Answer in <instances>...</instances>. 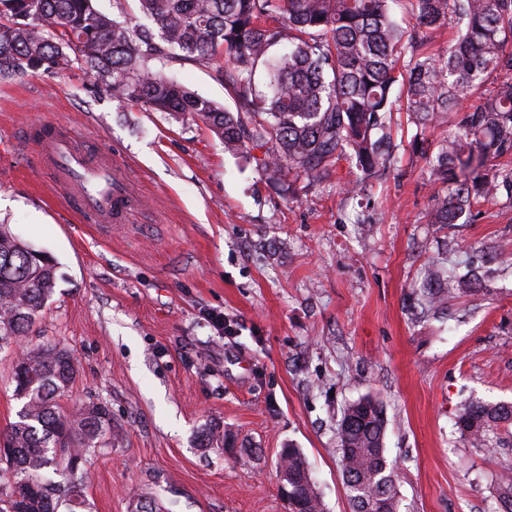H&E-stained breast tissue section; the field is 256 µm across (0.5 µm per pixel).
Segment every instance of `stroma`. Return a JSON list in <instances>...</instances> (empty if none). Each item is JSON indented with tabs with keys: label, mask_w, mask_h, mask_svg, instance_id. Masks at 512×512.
I'll return each instance as SVG.
<instances>
[{
	"label": "stroma",
	"mask_w": 512,
	"mask_h": 512,
	"mask_svg": "<svg viewBox=\"0 0 512 512\" xmlns=\"http://www.w3.org/2000/svg\"><path fill=\"white\" fill-rule=\"evenodd\" d=\"M162 71L231 102L215 67ZM46 122L112 149L150 210L107 237L79 223L33 163ZM414 133L394 113L395 159L369 209L340 192L346 163L282 190L201 120L119 108L79 68L0 80V224L56 265L28 342L73 351L65 410L100 399L112 411L90 512H289L276 470L290 445L325 512H351L337 429L365 395L386 412L401 512H500L492 487L512 448L472 445L455 418L471 397L512 402V197L482 204L473 224L428 223L438 187ZM434 261L488 275L425 312ZM208 312L228 331L210 328ZM207 428L234 447L200 446Z\"/></svg>",
	"instance_id": "obj_1"
}]
</instances>
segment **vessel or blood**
<instances>
[{"label": "vessel or blood", "instance_id": "obj_1", "mask_svg": "<svg viewBox=\"0 0 512 512\" xmlns=\"http://www.w3.org/2000/svg\"><path fill=\"white\" fill-rule=\"evenodd\" d=\"M35 158L44 178L62 188L67 207L83 223L104 231L129 223L150 206L110 150L82 146L67 130L54 129L43 136Z\"/></svg>", "mask_w": 512, "mask_h": 512}]
</instances>
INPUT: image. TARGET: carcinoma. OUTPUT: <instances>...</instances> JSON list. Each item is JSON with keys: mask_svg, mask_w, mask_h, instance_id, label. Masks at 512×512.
Here are the masks:
<instances>
[{"mask_svg": "<svg viewBox=\"0 0 512 512\" xmlns=\"http://www.w3.org/2000/svg\"><path fill=\"white\" fill-rule=\"evenodd\" d=\"M147 25L130 26L97 0H0V80L32 72L91 73L119 104L175 119H200L246 153L275 181L321 178L347 163L341 190L363 198L368 179L393 162L389 127L401 110L414 120L412 153L441 185L430 224H468L477 205L512 195V167L488 166L512 155V0H404L411 27L393 16L398 0H137ZM458 25L444 53L427 52L433 31ZM224 59L218 74L235 108L214 103L163 75L154 63L202 66ZM499 80L463 106L491 73ZM449 112L446 136L434 130ZM426 292L441 304L478 277L442 267ZM55 264L0 225V346L17 344L51 298ZM77 375L71 350L42 343L16 359L18 420L0 443V512H85L91 459L112 431V411L90 402L74 412L59 400ZM456 426L474 445L496 448L512 436V405L472 399ZM383 407L365 397L338 428L339 462L352 512H400L394 461L384 446ZM292 480L291 512H324L304 454L280 456ZM497 499L512 508V468L497 476Z\"/></svg>", "mask_w": 512, "mask_h": 512, "instance_id": "1", "label": "carcinoma"}]
</instances>
